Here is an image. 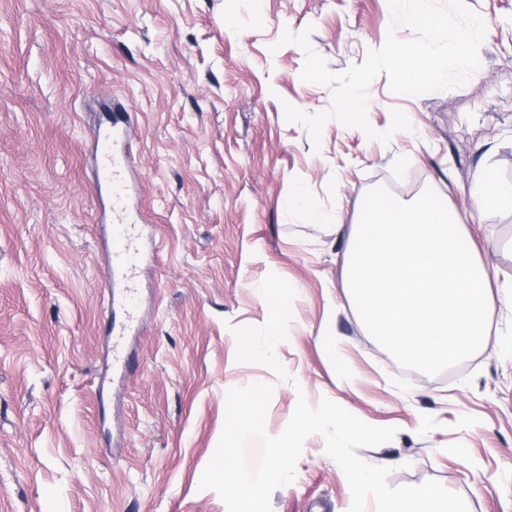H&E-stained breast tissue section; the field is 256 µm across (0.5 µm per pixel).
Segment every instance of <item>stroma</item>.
Segmentation results:
<instances>
[{"instance_id": "stroma-1", "label": "stroma", "mask_w": 512, "mask_h": 512, "mask_svg": "<svg viewBox=\"0 0 512 512\" xmlns=\"http://www.w3.org/2000/svg\"><path fill=\"white\" fill-rule=\"evenodd\" d=\"M0 0V512H227L202 472L229 389L272 385L280 434L298 396L396 427L359 449L393 486L439 481L468 512H512V209L476 211L485 174L512 192V0H466L486 26L462 86L367 89L389 142L329 120L320 143L285 105L328 111L302 81L309 31L342 73L388 34L414 39L388 0ZM131 113L133 214L151 258L126 325L120 271L99 226L93 131L103 102ZM401 202L432 188L466 225L494 288L480 351L429 376L401 368L363 326L344 255L366 192ZM303 191L319 218L292 202ZM283 287L273 312L262 287ZM134 365L112 370L104 318ZM278 339L264 341L269 326ZM262 344L242 356L245 338ZM346 477L309 436L272 512H348Z\"/></svg>"}]
</instances>
